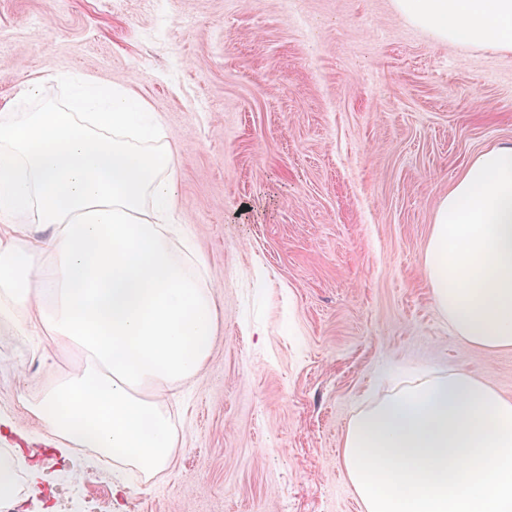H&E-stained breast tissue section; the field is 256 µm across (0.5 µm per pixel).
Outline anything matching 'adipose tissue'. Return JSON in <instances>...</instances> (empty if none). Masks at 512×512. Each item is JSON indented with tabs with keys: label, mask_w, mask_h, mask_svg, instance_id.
I'll list each match as a JSON object with an SVG mask.
<instances>
[{
	"label": "adipose tissue",
	"mask_w": 512,
	"mask_h": 512,
	"mask_svg": "<svg viewBox=\"0 0 512 512\" xmlns=\"http://www.w3.org/2000/svg\"><path fill=\"white\" fill-rule=\"evenodd\" d=\"M447 43L512 51V0H393ZM27 82L0 113V332L83 363L30 411L55 450L95 448L156 474L177 436L162 397L210 356L219 307L201 257L173 245L176 152L128 89ZM50 230L40 239V230ZM425 275L455 336L512 349V145L468 164L435 211ZM363 512H512V398L472 374H421L357 414L341 450Z\"/></svg>",
	"instance_id": "adipose-tissue-1"
}]
</instances>
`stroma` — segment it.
<instances>
[{
	"instance_id": "1",
	"label": "stroma",
	"mask_w": 512,
	"mask_h": 512,
	"mask_svg": "<svg viewBox=\"0 0 512 512\" xmlns=\"http://www.w3.org/2000/svg\"><path fill=\"white\" fill-rule=\"evenodd\" d=\"M71 72L161 117L220 327L167 398L171 468L145 480L52 453L19 395L79 357L0 333V452L44 475L20 512H362L355 415L422 370L512 397V350L453 336L424 274L440 198L512 142V52L438 42L392 0H0V108Z\"/></svg>"
}]
</instances>
